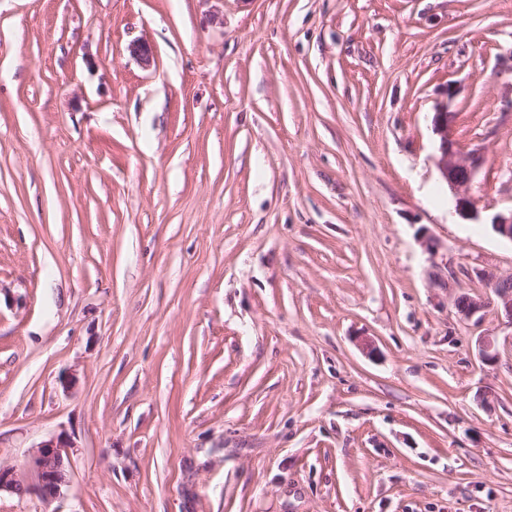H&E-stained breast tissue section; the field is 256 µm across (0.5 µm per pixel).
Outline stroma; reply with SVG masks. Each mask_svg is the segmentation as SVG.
<instances>
[{"instance_id":"35a3bbf8","label":"stroma","mask_w":512,"mask_h":512,"mask_svg":"<svg viewBox=\"0 0 512 512\" xmlns=\"http://www.w3.org/2000/svg\"><path fill=\"white\" fill-rule=\"evenodd\" d=\"M509 210L512 0H0V512H512ZM433 130L438 137L437 167L455 197V211L462 218L478 220L474 202L463 191L473 182L482 164L481 153L477 149L462 150L457 137V112L451 111L448 103L434 112ZM486 285L493 288L496 294L495 306L498 313L512 324V271L499 273L488 270L480 273ZM71 445L67 437L58 436L36 446L22 469L0 463V493H34L43 500L60 495L69 482ZM22 472L30 473L33 481H26Z\"/></svg>"}]
</instances>
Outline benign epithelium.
Masks as SVG:
<instances>
[{
  "label": "benign epithelium",
  "mask_w": 512,
  "mask_h": 512,
  "mask_svg": "<svg viewBox=\"0 0 512 512\" xmlns=\"http://www.w3.org/2000/svg\"><path fill=\"white\" fill-rule=\"evenodd\" d=\"M433 130L438 137L437 167L455 197V211L465 219L476 220L479 212L465 190L482 164L481 153L477 149L462 150L457 137V113L451 111L447 103L434 112ZM491 225L500 237L512 241V211L496 214ZM480 277L495 291L497 312L512 324V272L488 270L480 273ZM455 305L458 312L468 318L483 309L485 302L462 295ZM70 450V440L58 436L36 446L21 469L0 464V492L34 493L43 500L57 497L68 483Z\"/></svg>",
  "instance_id": "1"
}]
</instances>
